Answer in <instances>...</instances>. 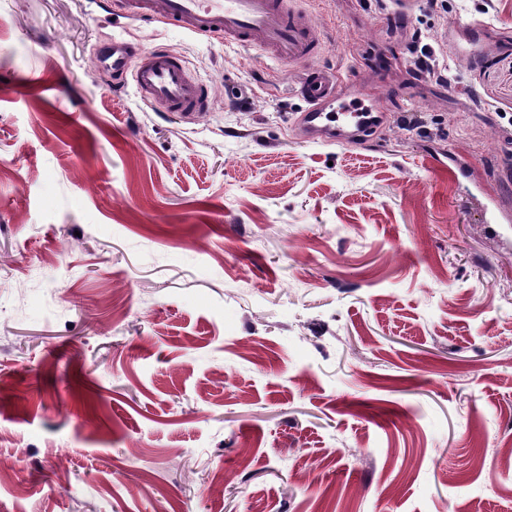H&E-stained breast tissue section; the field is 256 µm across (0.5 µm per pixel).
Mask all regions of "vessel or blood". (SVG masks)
I'll use <instances>...</instances> for the list:
<instances>
[{"instance_id":"vessel-or-blood-1","label":"vessel or blood","mask_w":512,"mask_h":512,"mask_svg":"<svg viewBox=\"0 0 512 512\" xmlns=\"http://www.w3.org/2000/svg\"><path fill=\"white\" fill-rule=\"evenodd\" d=\"M112 8L130 21L160 20L195 34H220L225 42L256 47L288 64H308L299 93L306 106L296 119L302 141L355 145L376 129L384 109L366 103L359 85L331 68L313 66L323 52L321 35L300 0H113ZM113 73L130 75L141 102L192 118L206 109L207 92L183 59L170 51H139L113 41L98 57ZM504 194L484 208L490 223L512 222Z\"/></svg>"}]
</instances>
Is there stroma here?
<instances>
[{
    "label": "stroma",
    "instance_id": "stroma-1",
    "mask_svg": "<svg viewBox=\"0 0 512 512\" xmlns=\"http://www.w3.org/2000/svg\"><path fill=\"white\" fill-rule=\"evenodd\" d=\"M306 6L387 110L363 144L300 141L267 53L0 0V512H512V223L474 202L512 192V0ZM115 38L208 112L145 106ZM100 64L120 76H131L144 104L162 112H180L192 118L206 111L207 92L183 59L170 51H139L125 41L112 40L97 57ZM112 58L108 65L106 61Z\"/></svg>",
    "mask_w": 512,
    "mask_h": 512
}]
</instances>
